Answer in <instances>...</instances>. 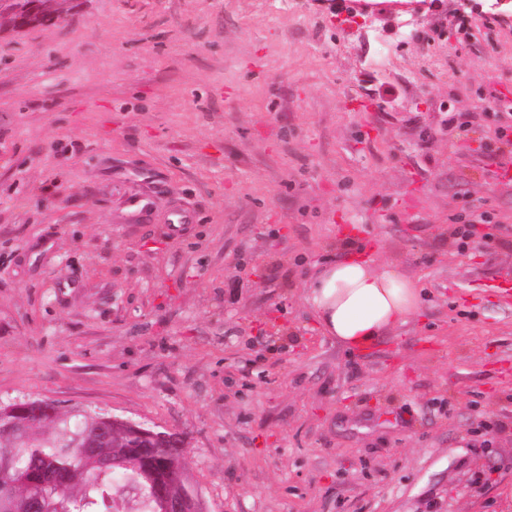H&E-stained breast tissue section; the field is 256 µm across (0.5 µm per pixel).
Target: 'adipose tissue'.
I'll list each match as a JSON object with an SVG mask.
<instances>
[{
  "label": "adipose tissue",
  "instance_id": "adipose-tissue-1",
  "mask_svg": "<svg viewBox=\"0 0 512 512\" xmlns=\"http://www.w3.org/2000/svg\"><path fill=\"white\" fill-rule=\"evenodd\" d=\"M306 299L323 331L353 350L407 323L419 309L420 293L394 266L343 258L317 272Z\"/></svg>",
  "mask_w": 512,
  "mask_h": 512
}]
</instances>
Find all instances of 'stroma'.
I'll return each mask as SVG.
<instances>
[{
	"label": "stroma",
	"instance_id": "stroma-1",
	"mask_svg": "<svg viewBox=\"0 0 512 512\" xmlns=\"http://www.w3.org/2000/svg\"><path fill=\"white\" fill-rule=\"evenodd\" d=\"M348 6L72 0L0 36V404L181 434L208 512H512V13ZM356 249L422 304L350 351L304 294Z\"/></svg>",
	"mask_w": 512,
	"mask_h": 512
}]
</instances>
